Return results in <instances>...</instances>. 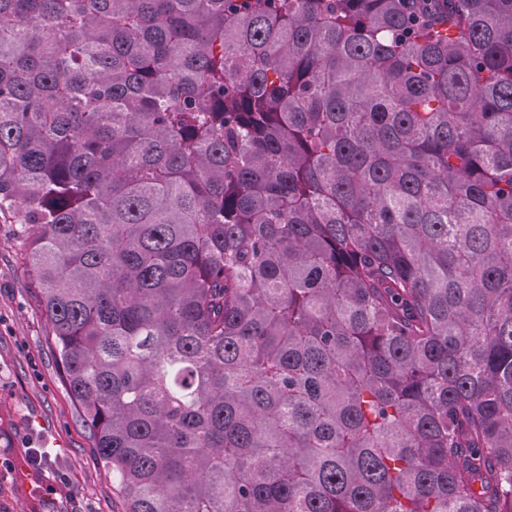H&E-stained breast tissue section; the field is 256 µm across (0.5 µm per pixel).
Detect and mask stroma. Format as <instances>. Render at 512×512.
<instances>
[{
    "label": "stroma",
    "mask_w": 512,
    "mask_h": 512,
    "mask_svg": "<svg viewBox=\"0 0 512 512\" xmlns=\"http://www.w3.org/2000/svg\"><path fill=\"white\" fill-rule=\"evenodd\" d=\"M25 250L20 225L0 223V512H126L61 379L48 322L25 277ZM40 427L60 445L34 471L43 486L36 492L18 464L36 447Z\"/></svg>",
    "instance_id": "stroma-1"
}]
</instances>
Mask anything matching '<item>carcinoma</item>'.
<instances>
[{
	"label": "carcinoma",
	"mask_w": 512,
	"mask_h": 512,
	"mask_svg": "<svg viewBox=\"0 0 512 512\" xmlns=\"http://www.w3.org/2000/svg\"><path fill=\"white\" fill-rule=\"evenodd\" d=\"M127 512H512V0H0V219Z\"/></svg>",
	"instance_id": "1"
}]
</instances>
